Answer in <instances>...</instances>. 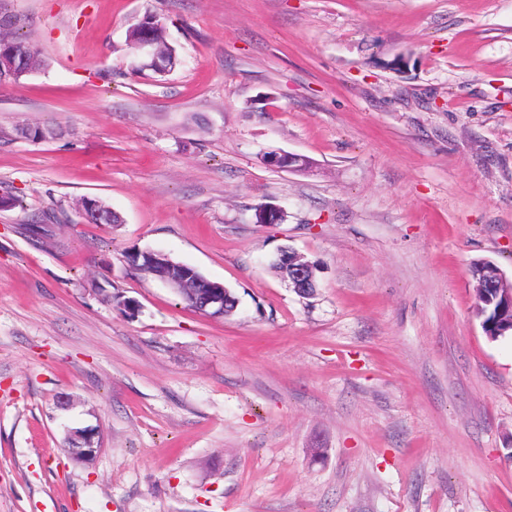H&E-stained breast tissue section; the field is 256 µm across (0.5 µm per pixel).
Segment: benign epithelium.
I'll use <instances>...</instances> for the list:
<instances>
[{"instance_id": "benign-epithelium-1", "label": "benign epithelium", "mask_w": 512, "mask_h": 512, "mask_svg": "<svg viewBox=\"0 0 512 512\" xmlns=\"http://www.w3.org/2000/svg\"><path fill=\"white\" fill-rule=\"evenodd\" d=\"M134 47L137 50V60L144 68L167 58L168 50L157 42L152 33L151 22L147 20L143 21L142 33ZM29 65L30 60L21 53L20 47L6 42L4 36L0 35V84L10 80ZM265 163L294 172H305L312 167V162L303 156L277 150L266 154ZM129 263L135 268L150 269L158 280L192 297L193 308L203 315L222 318L237 307V300L226 289L204 284L195 272L179 269L178 265L162 253L137 251L130 256ZM275 266L280 268L282 277L298 294L311 296L316 292L314 266L302 261L292 250L286 247L281 249ZM503 279V272L491 268L482 287L495 291L505 302V309L512 311V291L501 288L500 281ZM99 448L92 429L76 431L68 438L67 451L82 461L91 459Z\"/></svg>"}]
</instances>
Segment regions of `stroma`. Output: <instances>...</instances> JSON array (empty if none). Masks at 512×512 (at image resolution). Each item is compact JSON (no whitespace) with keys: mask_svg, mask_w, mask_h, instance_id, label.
<instances>
[{"mask_svg":"<svg viewBox=\"0 0 512 512\" xmlns=\"http://www.w3.org/2000/svg\"><path fill=\"white\" fill-rule=\"evenodd\" d=\"M152 14L163 77L131 68ZM0 15L45 61L0 84V196L20 200L0 208V512H512V336L485 334L470 275L512 279V0ZM267 204L281 223H257ZM285 247L318 264L314 296L273 269ZM134 250L234 313L196 312ZM265 163L278 169L294 172H305L312 167V162L306 157L277 150L266 154ZM128 261L136 269H150L158 280L192 297L193 308L203 315L224 318L227 312L231 313L237 307V300L225 288H215L208 284L204 286V282L195 275L194 268L193 271L181 270L165 254L137 251ZM195 271L200 278L208 280ZM95 435L93 429L75 431L68 438L67 451L73 458L82 461L90 460L100 448L98 440L95 441Z\"/></svg>","mask_w":512,"mask_h":512,"instance_id":"1","label":"stroma"}]
</instances>
